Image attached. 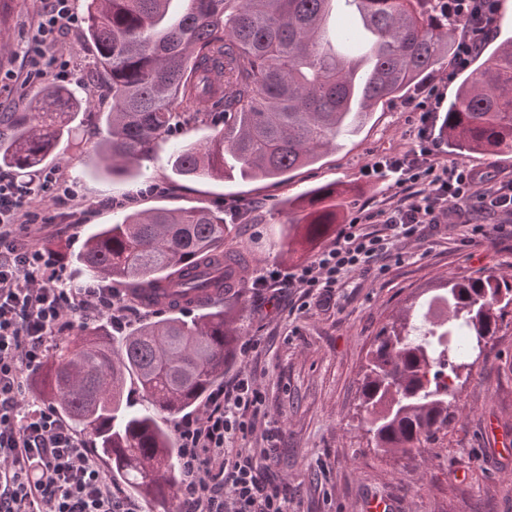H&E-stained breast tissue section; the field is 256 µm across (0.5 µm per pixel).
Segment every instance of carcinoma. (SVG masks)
Wrapping results in <instances>:
<instances>
[{"label":"carcinoma","instance_id":"cac0c4a2","mask_svg":"<svg viewBox=\"0 0 512 512\" xmlns=\"http://www.w3.org/2000/svg\"><path fill=\"white\" fill-rule=\"evenodd\" d=\"M172 2L88 0L84 35L112 97L100 163L114 176L148 159L157 139L204 121L201 105L214 99L224 128L180 146L175 172L284 175L338 147L377 104L402 96L448 56V22L434 19L433 0H344L358 24L336 34L345 54L329 49L325 28L335 0H180L174 19ZM479 58L448 100L441 138L457 156L512 153V36ZM226 84L233 92L222 97ZM92 98L44 85L38 111L0 140V164L24 172L42 165ZM348 192L336 183L308 191L303 223L284 225L281 249L295 255L326 238L338 217L325 201ZM231 233L224 213L208 208H158L101 225L75 257L85 277L131 284L170 315L118 337L106 322H87L40 371L43 401L92 437L112 476L152 512H177L179 455L166 417L195 406L236 358L238 317L216 303L237 264L224 253ZM189 304L200 308L190 318L182 315ZM511 305L512 287L482 272L446 280L383 328L361 384L375 447L407 453L448 427L478 338L494 335Z\"/></svg>","mask_w":512,"mask_h":512}]
</instances>
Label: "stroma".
<instances>
[{
    "instance_id": "1",
    "label": "stroma",
    "mask_w": 512,
    "mask_h": 512,
    "mask_svg": "<svg viewBox=\"0 0 512 512\" xmlns=\"http://www.w3.org/2000/svg\"><path fill=\"white\" fill-rule=\"evenodd\" d=\"M42 8L41 0H5L0 11V113L31 111L34 94L20 86L25 47ZM75 75L70 88H87L94 104L74 117L73 136L58 141L44 167L30 174L0 165V175L16 180L22 196L39 200L45 226L39 243L65 269L68 283L83 284L71 262L96 227L124 213L146 209H223L235 230L227 248L244 253L248 265L238 298L246 308L238 322L240 341H257L249 355L237 356L225 381L248 373L265 402L256 431L236 447L274 445L269 474L281 483L295 512H365L376 497L392 501L396 512H512V450L494 446L486 429L512 438V306L508 307L471 374L459 388L455 416L434 441L401 455L378 451L367 440L360 387L373 342L382 329L447 279L488 270L512 285V234L489 231L463 243L461 228L427 229L422 241H402L385 261L384 273H357L328 295L284 285L257 287L266 269L291 271L314 258L283 254L280 229L288 202L329 183L352 186L338 199L342 223L361 207H383L394 187L362 177L364 165L407 149L414 113L406 97L383 101L357 136L343 139L313 164L273 179L250 181L187 178L172 167L177 144L199 143L211 126H190L177 138H161L134 179L98 171L91 157L105 134L103 113L111 104L105 82L95 74L94 48L81 30L59 38ZM60 176L77 192L84 209L80 223L69 210L43 197L50 178Z\"/></svg>"
}]
</instances>
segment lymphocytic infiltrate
Wrapping results in <instances>:
<instances>
[{
	"label": "lymphocytic infiltrate",
	"mask_w": 512,
	"mask_h": 512,
	"mask_svg": "<svg viewBox=\"0 0 512 512\" xmlns=\"http://www.w3.org/2000/svg\"><path fill=\"white\" fill-rule=\"evenodd\" d=\"M435 2L437 18L460 29L447 74L452 81L469 70L489 38L499 0ZM79 23L71 0H43L23 86L48 76L72 80L58 35ZM410 108L417 114L412 147L362 169L369 179L390 177L397 188L393 200L380 209L361 208L331 245L286 276L289 285L328 293L350 274L371 271L396 243L420 239L426 228L463 224L478 236L485 228L473 223V212L512 219V180L492 184L465 163L442 162L433 108L423 101ZM39 208L0 176V512H138L51 407L21 396L24 373L43 362L49 342L72 330L74 319L106 316L121 324L131 315L115 288L67 287L60 262L20 239L21 228L37 223ZM263 403L261 389L242 374L213 390L201 414L179 420V512H288L287 494L268 474L271 449L230 445L252 434Z\"/></svg>",
	"instance_id": "lymphocytic-infiltrate-1"
}]
</instances>
